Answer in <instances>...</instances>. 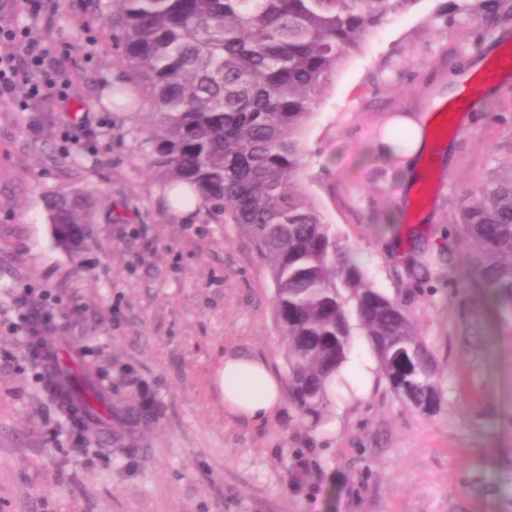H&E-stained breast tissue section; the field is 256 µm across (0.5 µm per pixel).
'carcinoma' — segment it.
Wrapping results in <instances>:
<instances>
[{
    "mask_svg": "<svg viewBox=\"0 0 512 512\" xmlns=\"http://www.w3.org/2000/svg\"><path fill=\"white\" fill-rule=\"evenodd\" d=\"M418 0H107L117 62L151 99L150 168L179 200L235 224L266 266L284 335L288 398L312 429L330 387L364 336L391 392L432 414L442 408L438 363L412 315L375 288L351 247L306 191L301 136L341 62L387 17ZM120 110L136 106L124 87ZM60 247L78 253L93 223L81 191L46 196ZM475 276L512 311V163L461 208ZM48 392L85 437L108 401L85 372L42 359Z\"/></svg>",
    "mask_w": 512,
    "mask_h": 512,
    "instance_id": "obj_1",
    "label": "carcinoma"
}]
</instances>
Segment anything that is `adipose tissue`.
Returning <instances> with one entry per match:
<instances>
[{
	"mask_svg": "<svg viewBox=\"0 0 512 512\" xmlns=\"http://www.w3.org/2000/svg\"><path fill=\"white\" fill-rule=\"evenodd\" d=\"M228 411L253 421L264 420L281 403L277 374L261 359L226 358L215 375Z\"/></svg>",
	"mask_w": 512,
	"mask_h": 512,
	"instance_id": "ef3b65f1",
	"label": "adipose tissue"
}]
</instances>
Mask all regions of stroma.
<instances>
[{"label":"stroma","instance_id":"1","mask_svg":"<svg viewBox=\"0 0 512 512\" xmlns=\"http://www.w3.org/2000/svg\"><path fill=\"white\" fill-rule=\"evenodd\" d=\"M33 24L63 54L68 101H0V512H512V311L490 302L458 234L466 197L512 159V74L416 172L385 155L397 116L437 99L512 42L480 0H418L348 56L303 135L304 184L376 288L397 297L442 368V409L400 402L363 337L331 413L304 430L289 402L229 414L214 382L229 356L283 374L266 267L238 227L175 206L147 166L153 104L102 103L121 73L93 0H42ZM90 192L80 256L58 247L47 192ZM432 262L408 266L413 247ZM78 352L115 414L81 450L34 365L29 334ZM157 414L137 418L144 397Z\"/></svg>","mask_w":512,"mask_h":512}]
</instances>
